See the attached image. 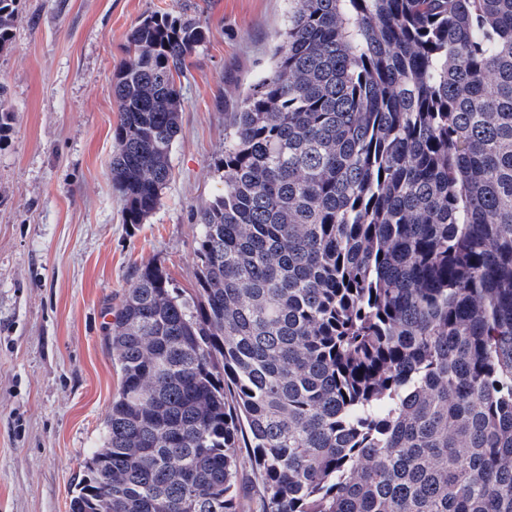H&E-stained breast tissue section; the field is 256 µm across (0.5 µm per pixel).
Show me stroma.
Here are the masks:
<instances>
[{
  "label": "stroma",
  "instance_id": "obj_1",
  "mask_svg": "<svg viewBox=\"0 0 512 512\" xmlns=\"http://www.w3.org/2000/svg\"><path fill=\"white\" fill-rule=\"evenodd\" d=\"M195 10L208 38L182 81L173 177L142 224L112 183V77L146 15ZM288 0H21L0 49L14 114L0 141V512H68L121 387L107 326L139 269L196 285L197 208L240 95L268 67Z\"/></svg>",
  "mask_w": 512,
  "mask_h": 512
}]
</instances>
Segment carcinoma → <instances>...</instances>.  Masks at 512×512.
<instances>
[{
	"instance_id": "obj_1",
	"label": "carcinoma",
	"mask_w": 512,
	"mask_h": 512,
	"mask_svg": "<svg viewBox=\"0 0 512 512\" xmlns=\"http://www.w3.org/2000/svg\"><path fill=\"white\" fill-rule=\"evenodd\" d=\"M288 2L193 214L196 288L147 264L115 311L122 385L69 512H240L245 464L265 512H512V0ZM206 40L186 12L128 34L127 224Z\"/></svg>"
}]
</instances>
